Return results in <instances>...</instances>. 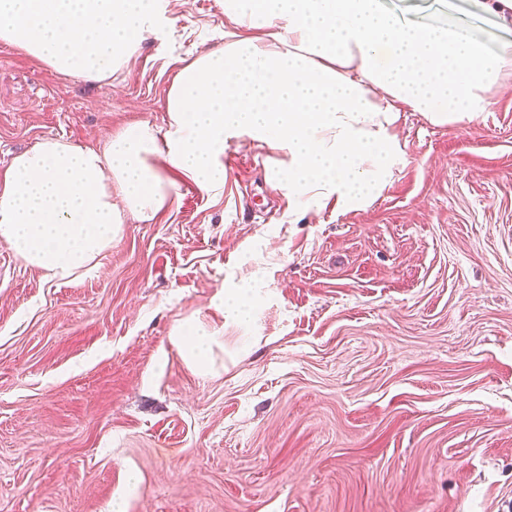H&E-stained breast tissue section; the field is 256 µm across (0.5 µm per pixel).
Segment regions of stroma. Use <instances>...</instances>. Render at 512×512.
Returning <instances> with one entry per match:
<instances>
[{"mask_svg": "<svg viewBox=\"0 0 512 512\" xmlns=\"http://www.w3.org/2000/svg\"><path fill=\"white\" fill-rule=\"evenodd\" d=\"M237 30L180 0L104 81L0 42V170L48 137L166 131L182 59ZM394 132L367 206L296 209L241 136L223 189L167 170L170 207L126 215L90 275L0 243V512H512V79L469 124ZM234 286L240 322L212 303ZM195 320L224 339L208 375L169 341Z\"/></svg>", "mask_w": 512, "mask_h": 512, "instance_id": "obj_1", "label": "stroma"}]
</instances>
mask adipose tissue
<instances>
[{"label":"adipose tissue","instance_id":"obj_1","mask_svg":"<svg viewBox=\"0 0 512 512\" xmlns=\"http://www.w3.org/2000/svg\"><path fill=\"white\" fill-rule=\"evenodd\" d=\"M495 37L447 0H224L243 33L185 58L167 97L169 128L147 123L101 148L48 138L0 170V241L46 280L89 273L122 216L152 222L170 203L163 168L224 186V145L246 135L275 155L270 182L308 207L370 203L390 177L401 108L466 124L512 75V0H468ZM169 0H0V41L65 77L104 80L169 14ZM188 365L213 371L218 339L177 326Z\"/></svg>","mask_w":512,"mask_h":512}]
</instances>
